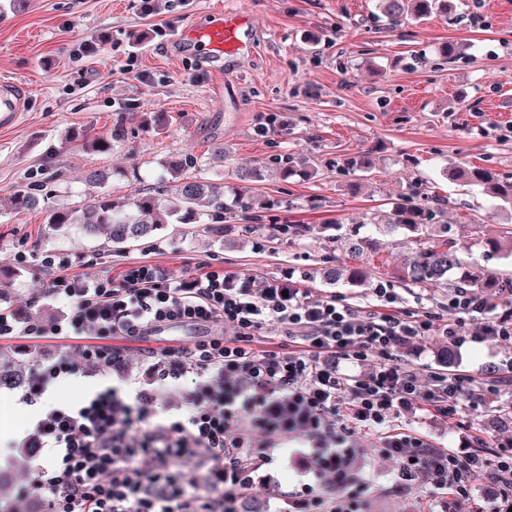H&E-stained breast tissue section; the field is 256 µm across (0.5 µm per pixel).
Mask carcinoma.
Here are the masks:
<instances>
[{"mask_svg":"<svg viewBox=\"0 0 512 512\" xmlns=\"http://www.w3.org/2000/svg\"><path fill=\"white\" fill-rule=\"evenodd\" d=\"M378 9L388 20L397 23L402 18L420 20L432 14L446 15L452 9V0H379ZM468 44L449 40L442 44L443 59H456L466 54ZM120 136L97 134L91 129L68 132L61 145L80 143L81 149L94 154L112 151L113 142ZM291 154H276L254 169L247 177L256 179L265 170L285 174L292 170ZM163 168L173 183L171 200L163 202L146 193L138 192L132 198L118 203L103 192L89 204L58 209L50 206L39 190L28 186L17 188L11 196L12 210L16 214L37 212L43 224L54 231L70 225L76 226L87 239L121 251L135 243L156 235L169 224H195L199 231H210L212 223L224 219V184L189 175L196 168L190 156L170 157ZM448 176L476 187L489 196L496 208L512 210V175L499 173L490 167L465 164L448 171ZM435 196L415 186L406 202L393 209V218L385 224L392 232L409 234L417 247L406 258L403 280L411 285L435 288H472L484 291L496 288L512 295V279L480 268L467 269L459 258L460 244L446 224L438 223L440 210ZM483 257L491 260L512 256V225L506 224L496 236L481 240ZM29 379V373L18 364L12 354L0 350V386L20 387Z\"/></svg>","mask_w":512,"mask_h":512,"instance_id":"1","label":"carcinoma"}]
</instances>
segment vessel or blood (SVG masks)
Instances as JSON below:
<instances>
[{"label": "vessel or blood", "mask_w": 512, "mask_h": 512, "mask_svg": "<svg viewBox=\"0 0 512 512\" xmlns=\"http://www.w3.org/2000/svg\"><path fill=\"white\" fill-rule=\"evenodd\" d=\"M251 22L241 12H228L215 22L184 27L180 41L187 42L216 55L242 57L248 52ZM26 89L9 80L0 81V122L12 121L22 111Z\"/></svg>", "instance_id": "obj_1"}]
</instances>
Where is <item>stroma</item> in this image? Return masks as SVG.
Returning <instances> with one entry per match:
<instances>
[{
    "label": "stroma",
    "instance_id": "1",
    "mask_svg": "<svg viewBox=\"0 0 512 512\" xmlns=\"http://www.w3.org/2000/svg\"><path fill=\"white\" fill-rule=\"evenodd\" d=\"M152 18H144L140 0H0V78L26 86L24 110L0 124V266L16 265L14 252L36 253L20 266L23 276L0 296L11 307L49 321L61 304L45 295L48 276L38 253L70 255V277L85 280L102 273L90 260L100 249L77 232L62 236L48 230L41 215L15 214L10 196L21 185L36 184L50 205L68 208L92 201L107 190L121 201L140 190L160 198L170 187L162 163L172 155L196 159L197 174L220 178L229 206L216 233L200 235L178 224L154 239L112 254V274L128 263L146 262L174 275L193 273L199 262L218 259L225 272L260 281H285L291 270H305L312 297L337 294L357 305L374 303V288L390 283L397 311L448 313L449 289L404 286L399 274L413 247L405 236L375 234L371 220H384L393 203L408 196L411 184L446 198L439 221L452 225L464 247L466 263L480 256L475 242L495 235L507 223L480 191L450 180L447 169L463 162L512 173V0H456L447 16L390 23L377 0H155ZM242 10L251 18L249 55L212 56L177 41L189 24L205 25L221 13ZM106 36L97 55L74 57L83 41ZM451 39L469 44L465 56L443 59L439 46ZM150 73L144 83L122 74L128 58ZM383 69L374 76L372 67ZM157 112L170 124L163 134L146 125ZM279 124L267 135L257 125L266 116ZM123 136L108 154L61 147L65 134L90 128ZM290 153L298 169L282 179L267 172L256 182H241L234 172L259 159ZM370 154L371 176L346 175L337 160ZM118 169L106 188L89 184L92 169ZM248 192L258 203L242 213L232 204ZM301 224L307 234L274 236L276 224ZM364 240L372 274L366 284L326 280L323 273L351 264V238ZM192 327H177L128 343L120 369L107 373L86 367L51 383L50 400L76 404L120 384L122 373L143 377L145 346L188 345ZM22 365L39 366L69 352L66 340H0ZM447 337L414 339L398 358L419 377L443 367ZM452 370L487 379L512 366V341L491 338L453 351ZM512 405V390L488 396L478 407L460 398L456 415L423 410L406 412L401 422L424 434L433 445L464 451L471 434L486 441L512 436V420L499 408ZM351 468L367 490L363 512H479L489 494L486 478L474 482L473 496L450 501L426 485L405 486L394 460L359 439ZM44 456L35 448L18 449L0 462L9 478L0 503L14 512H39L38 499L20 498L32 468ZM310 458L288 452L271 471L270 481H255L243 494L251 512H276L281 494L314 482Z\"/></svg>",
    "mask_w": 512,
    "mask_h": 512
}]
</instances>
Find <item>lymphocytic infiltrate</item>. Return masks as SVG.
<instances>
[{
	"label": "lymphocytic infiltrate",
	"instance_id": "obj_1",
	"mask_svg": "<svg viewBox=\"0 0 512 512\" xmlns=\"http://www.w3.org/2000/svg\"><path fill=\"white\" fill-rule=\"evenodd\" d=\"M71 264L61 252L40 256L51 274L47 297L66 306L60 318L45 323L0 311L1 339L78 343V357L63 354L38 367L23 402L35 403L50 382L81 366H118L124 350L112 345L115 337L140 340L164 326L206 323L236 333L216 330L186 347L149 349L146 374L156 386L133 399L110 389L76 407H48L25 441L46 451L25 487L45 512H239L254 473L277 464L278 442L290 436L307 445L317 481L285 496L279 512H360L349 467L363 435L397 462L402 481L467 499L482 475L512 497V437L477 441L460 455L398 424L414 406L452 416L460 397L481 405L512 385V376L481 381L434 372L425 384L393 356L437 332L456 348L477 334L512 340V302L493 313L462 290L449 297L444 320L429 311L399 315L387 283L377 285L374 305L359 306L334 295L311 298L295 280L260 284L206 262L187 277L134 262L121 277L82 284L68 277ZM477 313L484 320L472 334L467 323ZM262 336L277 342L257 348ZM371 357L373 368L359 372ZM171 386L183 391L180 407L151 424V406Z\"/></svg>",
	"mask_w": 512,
	"mask_h": 512
}]
</instances>
